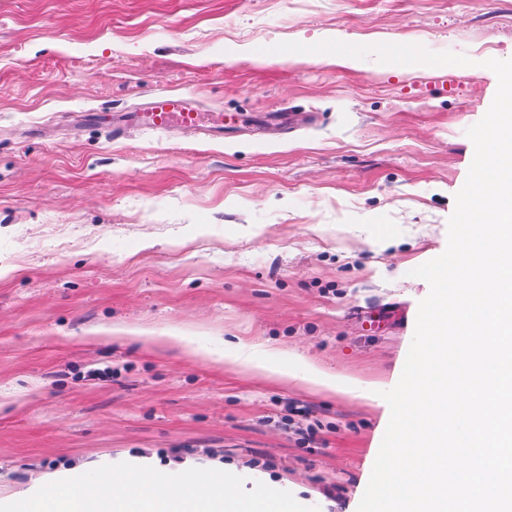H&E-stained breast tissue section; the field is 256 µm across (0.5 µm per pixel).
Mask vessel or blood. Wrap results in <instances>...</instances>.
<instances>
[{
  "label": "vessel or blood",
  "instance_id": "1",
  "mask_svg": "<svg viewBox=\"0 0 512 512\" xmlns=\"http://www.w3.org/2000/svg\"><path fill=\"white\" fill-rule=\"evenodd\" d=\"M143 125L156 130L216 128L224 126V115L220 112H202L188 99L177 95L153 97L146 110L127 113L112 126L113 136H120L128 127Z\"/></svg>",
  "mask_w": 512,
  "mask_h": 512
}]
</instances>
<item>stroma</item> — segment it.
<instances>
[{
    "instance_id": "obj_1",
    "label": "stroma",
    "mask_w": 512,
    "mask_h": 512,
    "mask_svg": "<svg viewBox=\"0 0 512 512\" xmlns=\"http://www.w3.org/2000/svg\"><path fill=\"white\" fill-rule=\"evenodd\" d=\"M330 34L471 63L249 58ZM489 59L512 0H0V498L137 456L357 512ZM158 94L233 121L112 137Z\"/></svg>"
}]
</instances>
